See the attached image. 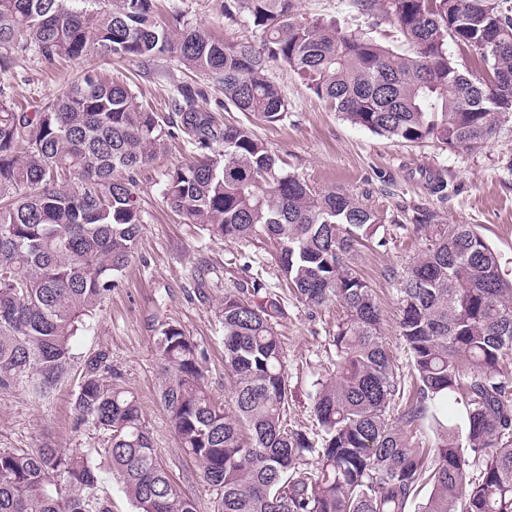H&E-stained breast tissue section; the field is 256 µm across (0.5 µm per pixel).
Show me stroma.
Instances as JSON below:
<instances>
[{
    "label": "stroma",
    "mask_w": 512,
    "mask_h": 512,
    "mask_svg": "<svg viewBox=\"0 0 512 512\" xmlns=\"http://www.w3.org/2000/svg\"><path fill=\"white\" fill-rule=\"evenodd\" d=\"M156 5L160 16L180 15L226 43L260 41L242 19L225 17L224 0H156ZM298 11L309 20L324 18L344 29L367 32L392 48L406 47L395 25L384 17L360 13L354 0H298ZM86 70L129 87L163 125L171 116L173 89L183 82L203 87L205 109L218 117L224 114V94L213 78L189 70L171 54L121 59L98 50L83 59L50 63L37 52H19L0 62V89L33 112ZM269 75L288 102L284 119L270 125L247 112L236 113L235 118L268 144L287 172L319 191H350L384 215L378 243L359 248L354 262L380 308L393 368L402 379L411 380L412 367L398 335L393 276L428 243L429 230L417 229L412 215L420 209L433 214L438 224L477 225L500 253L502 272L511 280L512 120L500 124L496 134L475 150L451 149L434 140L403 143L352 124L288 69L274 66ZM190 155L182 138H169L164 152L138 174L144 222L137 249L98 310L94 335L81 340L76 352L81 357L101 350L108 353L123 386L138 396L167 470L200 512H211L216 493L180 447L160 401L163 365L154 345L160 326L173 323L193 336L205 352V383L214 397L224 398L220 306L225 292L263 281L278 293L283 310L275 327L283 341L288 374L286 420L289 426L311 429L313 383L334 368L332 330L341 308L332 303L311 309L281 290L273 242L253 237L224 243L166 206L161 174ZM75 383V378L65 379L44 402L20 389L0 394V448H37L46 442L86 452L99 447L101 433L72 426Z\"/></svg>",
    "instance_id": "obj_1"
}]
</instances>
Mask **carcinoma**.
Here are the masks:
<instances>
[{
	"mask_svg": "<svg viewBox=\"0 0 512 512\" xmlns=\"http://www.w3.org/2000/svg\"><path fill=\"white\" fill-rule=\"evenodd\" d=\"M0 0V58L36 50L77 60L176 55L211 75L224 106L283 120L288 102L268 77L292 71L355 125L401 142L431 139L473 149L512 114V0H355L390 19L412 47L299 16L297 0H224L261 46L226 44L182 24L177 35L156 0ZM475 51L486 75L463 74L448 42ZM206 91L181 83L175 130L131 90L85 73L36 112L0 97V393L49 399L72 370L79 336L135 252L144 209L137 175L180 132L192 160L163 173V199L227 244L276 241L283 281L311 307L338 303L336 368L315 383L321 446L284 426L285 352L278 296L259 283L224 294L227 397L204 381V351L180 326L160 327V400L200 477L217 492L213 512H512V280L473 224H442L430 247L397 277L399 335L415 380L393 370L372 289L352 262L384 217L346 190L317 191L287 173L247 126L200 106ZM459 396L464 427L435 417ZM73 428L104 435L96 453L135 512H199L169 476L140 402L106 353L87 357L71 402ZM0 512H112L89 454L45 443L0 448Z\"/></svg>",
	"mask_w": 512,
	"mask_h": 512,
	"instance_id": "obj_1",
	"label": "carcinoma"
}]
</instances>
